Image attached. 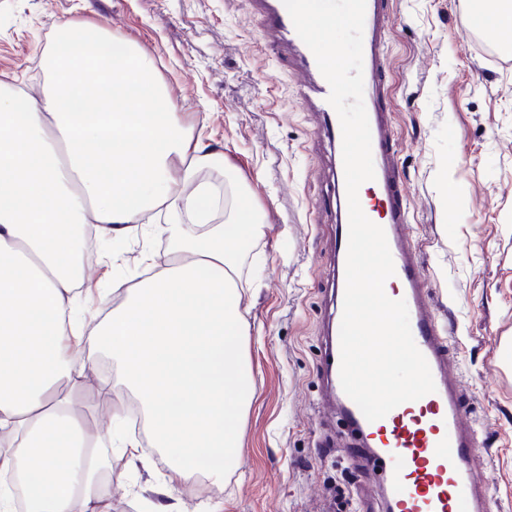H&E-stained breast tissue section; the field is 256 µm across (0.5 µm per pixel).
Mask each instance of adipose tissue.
<instances>
[{"instance_id":"adipose-tissue-1","label":"adipose tissue","mask_w":512,"mask_h":512,"mask_svg":"<svg viewBox=\"0 0 512 512\" xmlns=\"http://www.w3.org/2000/svg\"><path fill=\"white\" fill-rule=\"evenodd\" d=\"M48 69L41 96L0 94V512H16L18 465L27 512H109L95 478L102 441L60 395L93 376L111 398L92 358L102 348L172 462L162 512H180V487L223 482L241 446L253 376L238 245L264 224L247 195L218 208L199 177L218 149L185 128L152 61L127 42L81 40L59 21ZM161 210L170 259L137 282L114 279L87 325L76 314L85 226L122 241Z\"/></svg>"}]
</instances>
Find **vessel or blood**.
<instances>
[{"mask_svg": "<svg viewBox=\"0 0 512 512\" xmlns=\"http://www.w3.org/2000/svg\"><path fill=\"white\" fill-rule=\"evenodd\" d=\"M270 48L289 56L293 64V97L319 118L323 135L341 145L342 130L329 104L330 86L312 51L299 37L283 0H250ZM385 0H366L363 31L364 104L371 132L375 178L367 190L373 203L365 215L387 237L395 273L386 291L405 300L414 342L425 356L436 385L433 393L402 403L384 418L368 421L340 382L341 315H334L320 358V373L329 389L328 408L338 411L366 454L369 472L381 486L382 512H486L485 497L476 480L481 452L463 404L461 377L451 365L452 332L434 312L431 285L409 233L407 187L396 161L394 133L385 71L389 29ZM332 203L341 215L334 256L345 260L349 219L343 163H336Z\"/></svg>", "mask_w": 512, "mask_h": 512, "instance_id": "b4317fda", "label": "vessel or blood"}]
</instances>
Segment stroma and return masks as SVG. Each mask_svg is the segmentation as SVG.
<instances>
[{"instance_id": "35a3bbf8", "label": "stroma", "mask_w": 512, "mask_h": 512, "mask_svg": "<svg viewBox=\"0 0 512 512\" xmlns=\"http://www.w3.org/2000/svg\"><path fill=\"white\" fill-rule=\"evenodd\" d=\"M471 0H388L387 80L412 239L437 314L455 331L469 421L482 449L489 512H512V45L488 57L469 25ZM103 28L153 59L186 126L225 163L201 174L225 196L246 193L263 235L243 249L240 279L253 372L243 446L223 483L182 486L184 512H337L371 479L325 405L320 346L335 302L337 225L319 198L333 189L332 147L292 97L287 62L264 47L249 0H0V88L41 95L58 21ZM232 172H225V165ZM166 249L158 234L101 243L91 291L136 281ZM109 485L110 512H144L168 472Z\"/></svg>"}]
</instances>
